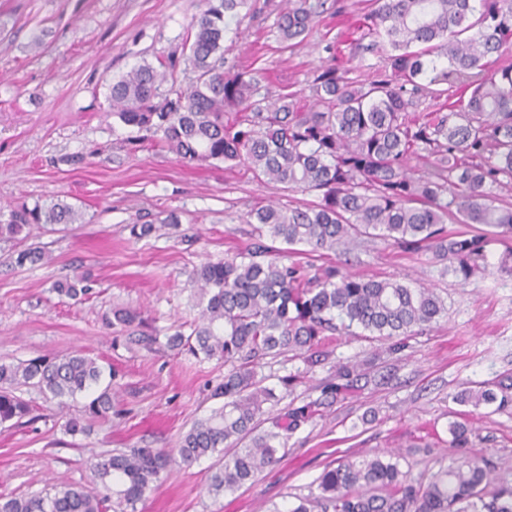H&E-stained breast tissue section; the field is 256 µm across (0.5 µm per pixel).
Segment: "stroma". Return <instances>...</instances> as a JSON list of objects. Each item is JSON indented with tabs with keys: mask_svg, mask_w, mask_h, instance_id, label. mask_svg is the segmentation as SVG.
<instances>
[{
	"mask_svg": "<svg viewBox=\"0 0 512 512\" xmlns=\"http://www.w3.org/2000/svg\"><path fill=\"white\" fill-rule=\"evenodd\" d=\"M287 0H257L229 23L224 68L251 70L260 89L307 92L329 63L336 18L323 15L298 47L285 48L275 21ZM203 0H5L0 5V213L19 204L64 201L82 214L74 224H43L27 239L52 256L42 266L14 263L17 245L0 240V362L63 356L83 350L112 373V416L86 433L69 434V410L34 387L19 394L34 410L28 422L0 424V494L24 496L50 485H89V464L131 448H175L220 402L213 397L223 362L170 350L166 338L189 330L199 314V264L232 258L252 243L244 218L267 204L296 206L311 194L260 180L244 167L188 165L152 143L134 149L133 131L106 101L112 79L142 62L179 53ZM180 221L166 223L169 213ZM156 219L154 231L130 233L136 214ZM356 275L393 277L436 289L448 314L437 325L393 341L325 337L309 367L297 352L262 369L283 416L312 405L314 416L292 434L279 465L220 497L207 492L218 462L207 456L161 472L138 512H269L295 497L317 494L318 478L336 458L379 452L407 454L413 475L451 465L448 424L467 423L473 448L512 481V414L455 402L465 386L512 376V276L499 271L461 281L429 256H408L380 239L350 256ZM83 275L90 292L59 297L54 282ZM117 309L140 312L144 326L105 328ZM157 335L146 346L143 329ZM359 363L361 379L332 403L336 366ZM294 374L293 388L279 386Z\"/></svg>",
	"mask_w": 512,
	"mask_h": 512,
	"instance_id": "35a3bbf8",
	"label": "stroma"
}]
</instances>
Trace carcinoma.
<instances>
[{"label": "carcinoma", "mask_w": 512, "mask_h": 512, "mask_svg": "<svg viewBox=\"0 0 512 512\" xmlns=\"http://www.w3.org/2000/svg\"><path fill=\"white\" fill-rule=\"evenodd\" d=\"M248 0H205L181 44V58L135 65L112 80L108 101L126 127L190 163L243 165L267 182L318 201L295 207L251 209L257 241L223 262L193 271L199 288V323L175 332L170 348L231 365L214 396L224 403L196 421L177 444L190 466L213 454L224 462L209 491L234 492L281 462L280 448L311 419L299 407L287 421L272 419L259 431L266 406L277 399L259 375L262 361L285 351H312L326 336L361 330L370 336L408 337L447 314L430 288L393 278L352 275L339 260L313 271L286 264L264 239L314 251L350 254L362 241L381 238L408 254L428 252L464 280L484 272L487 247L512 235V63L491 66L512 51V0H368L373 40L380 54L364 79L336 62L309 84L312 105L298 94L266 91L248 71H224L226 19ZM327 0H288L276 21L279 37L298 46ZM194 74L179 80V67ZM455 92L446 112H414ZM417 165H412L411 161ZM67 203L22 204L0 224V238L16 239L39 224H71ZM483 224L490 232L452 231L447 224ZM28 248L15 263L48 261ZM55 292L72 300L88 294L84 278L58 281ZM143 324L140 314L118 309L108 327ZM103 366L81 352L0 363V423L22 422L29 403L15 395L32 385L61 409L78 396L89 401V420L112 416V383ZM463 405H496L512 413V381L477 384L455 396ZM448 446L467 449L451 466L414 478L399 459L374 455L336 461L319 477L315 496L298 497L270 512H512V482L499 480L494 462L468 448L471 430L448 423ZM248 440L243 448H226ZM172 461L170 453L132 448L92 464L112 495L87 487H53L42 495H0V512H137V504Z\"/></svg>", "instance_id": "1"}]
</instances>
